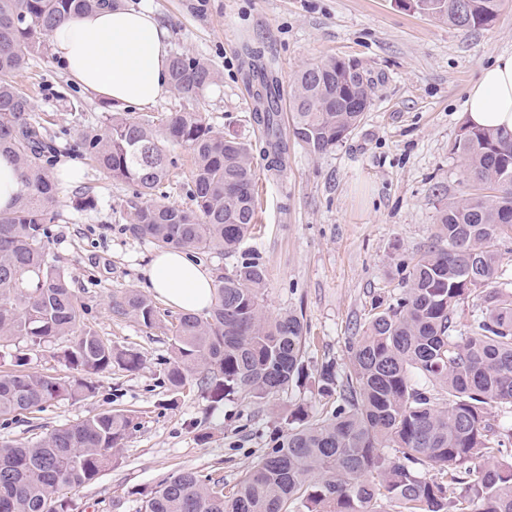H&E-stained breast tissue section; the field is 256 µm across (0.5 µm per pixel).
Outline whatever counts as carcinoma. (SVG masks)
I'll return each mask as SVG.
<instances>
[{"label": "carcinoma", "mask_w": 512, "mask_h": 512, "mask_svg": "<svg viewBox=\"0 0 512 512\" xmlns=\"http://www.w3.org/2000/svg\"><path fill=\"white\" fill-rule=\"evenodd\" d=\"M408 9L459 29L491 26L504 0H400ZM123 0H0V154L20 170L21 191L0 210V420L96 393L114 366L136 371L137 352L105 343L83 323L71 276L45 243L57 214L58 183L47 170L54 148L15 78L60 21ZM174 92L197 97L214 82L212 66L185 52L168 61ZM252 120L267 168L283 169L282 97L277 76L254 67ZM371 103L359 64L331 57L301 70L288 97L290 131L314 154L342 142ZM192 153L191 208L151 201L135 206L131 230L158 248L236 257L220 277L208 315L184 313L172 332L163 381L173 393L195 383L213 404H260L308 377L303 318L263 310L266 267L241 249L256 224L253 146L217 133L198 113L174 112L158 136L148 118L118 112L99 133L83 134L85 156L114 181L151 197L168 176L164 143ZM467 190L439 211L434 242L413 260L401 292L372 304L349 344L344 369L316 370L319 394L336 403L314 417L299 406L271 436L260 462L224 492V480L185 471L162 480L140 512H512V428L495 409L512 406V303L503 300L500 244L512 240V135L461 128L455 143ZM485 310L466 330L452 315L469 299ZM112 309L146 327L159 321L152 299L129 288ZM26 338L33 351L57 337L56 374L20 369L5 348ZM135 428L134 417L103 411L43 437L0 442V512H68L60 498L91 482ZM490 465L476 471L471 464Z\"/></svg>", "instance_id": "cac0c4a2"}]
</instances>
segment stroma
<instances>
[{
    "mask_svg": "<svg viewBox=\"0 0 512 512\" xmlns=\"http://www.w3.org/2000/svg\"><path fill=\"white\" fill-rule=\"evenodd\" d=\"M151 9L169 34L171 51L207 60L217 79L201 98L169 93L130 116L161 122L172 112H199L214 131L255 142L246 90L250 53L274 69L283 90L296 73L331 57L356 60L372 86L360 124L326 153L288 142L280 177L258 170V223L246 241L267 268L269 314H301L304 360L315 370L348 361V340L360 335L372 303L398 290L410 259L428 248L439 209L460 196L462 167L454 145L462 105L480 71L512 50V0L492 26L460 30L398 6L396 0H126ZM36 118L56 147L53 168L79 163L80 177L61 184L58 221L46 244L54 264L72 277L86 323L112 346L140 353L135 372L100 374L94 397L63 401L0 422V441L31 440L53 428L105 411L134 416L137 426L111 464L69 491L70 512H139L146 492L182 471L234 486L263 456L279 414L302 405L324 415L330 405L313 380L290 384L269 403L211 406L197 386L172 398L159 373L170 355L180 310L159 304L145 327L112 310L125 289H143L156 246L131 230L132 189L107 178L82 152V132L100 128L116 107L70 82L51 51L17 76ZM170 176L156 200L189 207L193 159L171 146ZM89 196L90 207H74Z\"/></svg>",
    "mask_w": 512,
    "mask_h": 512,
    "instance_id": "stroma-1",
    "label": "stroma"
}]
</instances>
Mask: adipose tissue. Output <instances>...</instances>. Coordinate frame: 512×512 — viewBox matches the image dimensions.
Wrapping results in <instances>:
<instances>
[{
	"label": "adipose tissue",
	"mask_w": 512,
	"mask_h": 512,
	"mask_svg": "<svg viewBox=\"0 0 512 512\" xmlns=\"http://www.w3.org/2000/svg\"><path fill=\"white\" fill-rule=\"evenodd\" d=\"M52 52L86 91L116 104L146 106L169 91L167 31L148 9H104L70 18L50 35ZM466 126L512 134V52L483 67L463 104ZM146 286L165 304L202 314L214 304V279L188 254L162 251Z\"/></svg>",
	"instance_id": "obj_1"
}]
</instances>
